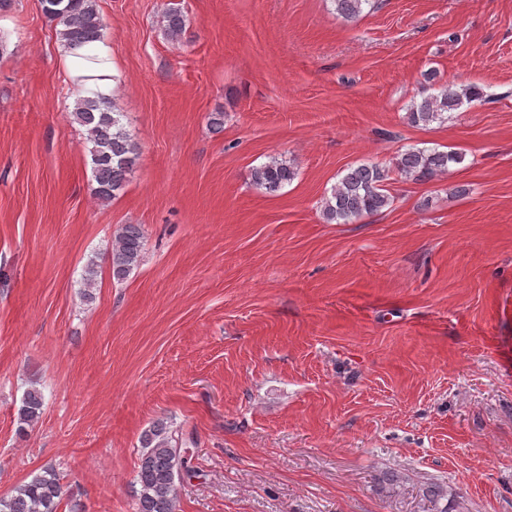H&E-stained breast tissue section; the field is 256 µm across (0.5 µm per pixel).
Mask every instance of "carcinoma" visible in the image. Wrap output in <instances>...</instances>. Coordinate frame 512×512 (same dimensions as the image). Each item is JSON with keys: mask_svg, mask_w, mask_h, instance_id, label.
<instances>
[{"mask_svg": "<svg viewBox=\"0 0 512 512\" xmlns=\"http://www.w3.org/2000/svg\"><path fill=\"white\" fill-rule=\"evenodd\" d=\"M336 12L347 20L361 16L372 0H332ZM46 16L61 25L57 36L74 49H82L101 40L104 23L98 0H41ZM165 33L172 42H180L185 33V19L178 7L169 8L164 16ZM481 87L470 84L460 89L443 86L436 94L412 102L408 121L428 125L448 120V113L463 102L481 101ZM73 122L85 128L92 144L90 161L97 184L95 194L109 202L125 187L133 171L139 151L137 144L120 122L116 103L109 98L79 97L71 111ZM463 161L453 151L408 149L396 156L393 169L378 164L350 167L324 198L322 215L325 222L350 224L365 215L389 207L392 196L386 189L390 171L406 178L428 179L444 174L451 163ZM296 172L287 161L273 156L252 170V184L267 193H275L292 182ZM143 234L137 224H122L113 233L111 265L113 277L124 279L140 262ZM43 413V396L32 388L24 395L18 412L19 431L34 426ZM187 472V458L179 447L175 432L163 421L153 423L140 437V460L136 475V512H178L179 487ZM72 493L62 483L55 467L44 466L0 496V512H59L64 499Z\"/></svg>", "mask_w": 512, "mask_h": 512, "instance_id": "cac0c4a2", "label": "carcinoma"}]
</instances>
